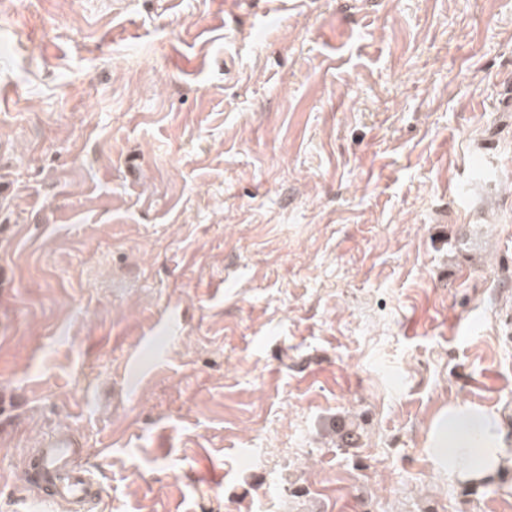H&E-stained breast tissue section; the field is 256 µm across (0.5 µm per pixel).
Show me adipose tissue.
<instances>
[{
    "label": "adipose tissue",
    "instance_id": "obj_1",
    "mask_svg": "<svg viewBox=\"0 0 512 512\" xmlns=\"http://www.w3.org/2000/svg\"><path fill=\"white\" fill-rule=\"evenodd\" d=\"M435 468L473 487L512 467L497 413L467 402L445 405L431 420L425 441Z\"/></svg>",
    "mask_w": 512,
    "mask_h": 512
}]
</instances>
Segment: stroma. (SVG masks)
Returning <instances> with one entry per match:
<instances>
[{"label": "stroma", "mask_w": 512, "mask_h": 512, "mask_svg": "<svg viewBox=\"0 0 512 512\" xmlns=\"http://www.w3.org/2000/svg\"><path fill=\"white\" fill-rule=\"evenodd\" d=\"M182 314L174 335L165 311ZM512 0H0V512H512ZM425 448L438 471L470 487L496 481L512 467L498 414L467 402L442 407L429 424ZM84 456L83 444L69 429L45 433L23 456L25 482L42 501L61 512H89L104 491Z\"/></svg>", "instance_id": "1"}]
</instances>
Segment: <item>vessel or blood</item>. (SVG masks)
Wrapping results in <instances>:
<instances>
[{
    "instance_id": "b4317fda",
    "label": "vessel or blood",
    "mask_w": 512,
    "mask_h": 512,
    "mask_svg": "<svg viewBox=\"0 0 512 512\" xmlns=\"http://www.w3.org/2000/svg\"><path fill=\"white\" fill-rule=\"evenodd\" d=\"M84 456L80 439L70 430L45 433L23 456L25 482L57 512H93L104 491Z\"/></svg>"
}]
</instances>
